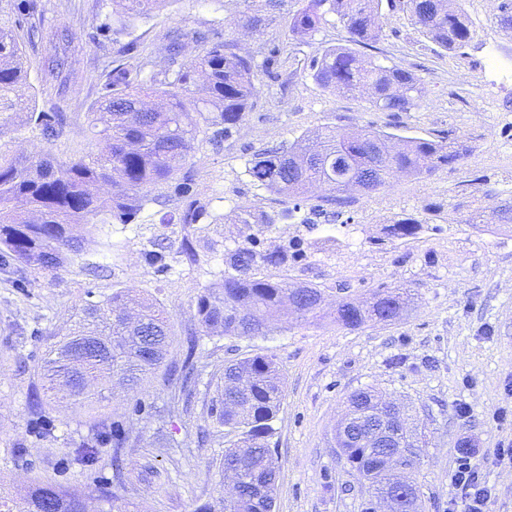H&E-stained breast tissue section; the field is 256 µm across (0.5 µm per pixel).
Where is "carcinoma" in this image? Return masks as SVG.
<instances>
[{"mask_svg": "<svg viewBox=\"0 0 512 512\" xmlns=\"http://www.w3.org/2000/svg\"><path fill=\"white\" fill-rule=\"evenodd\" d=\"M18 24L35 28V0H8ZM169 0H112V15L97 26L113 44L112 68L102 74L103 94L91 115L94 138L104 141V152H78L65 159L51 152L20 158L0 149V272L22 288L33 273L55 276L71 263L84 245V232L96 224H132L145 206L155 201V190L169 185L180 204L168 224L195 227L229 221L242 225L246 237L270 228L277 215L240 207L227 217L216 216L198 198L196 171L187 159L202 134L214 147L233 137L259 93L258 74L279 81L292 58L288 44L269 42L261 61L241 52L229 34L196 37L201 52L187 62L182 55V34L168 36V64L157 66L134 42L120 43L129 23L147 16ZM244 27L258 32L273 20L285 0H241ZM411 24L439 48L459 51L473 38V23L463 0H393ZM349 34V44L327 46L310 58L311 77L324 89L361 95L371 107L406 112L423 93L421 80L411 71L384 60L364 58L355 46L366 47L385 36L383 0H295L289 37L301 43L312 38L330 17ZM495 21L505 36H512V0H498ZM28 69L13 31L0 25V112H22L19 130L53 144L67 135L70 117L64 112L28 107L23 92ZM447 143L404 136L372 126L358 130L324 127L305 133L291 143L253 155L247 172L258 186L299 210L314 185L327 187L317 205L327 224L355 221L353 194L368 196L399 176L422 179L436 169L455 165L465 157L456 145L453 129ZM486 197L475 198L467 224L485 223ZM424 229L419 222L393 224L392 238H407ZM181 261L199 262L193 238H182ZM303 256L300 249L271 251L254 244L224 249V275L219 286L205 288L197 297L198 327L187 333L181 366L166 382L186 396L192 395L193 358L200 336L252 338L263 336L271 321L288 314V300L296 318L311 323L320 317L328 289L293 282L286 277L258 274L261 267L282 268ZM336 325L359 329L368 324L399 321L411 301L405 288H380L360 303L351 288L340 284ZM172 346L166 310L151 298L126 288L112 289L103 302L89 304L69 331L49 346L42 370L50 386L81 406L105 399L112 378L136 386L166 362ZM284 399V376L273 354L246 356L224 365L211 400V415L224 426V473L236 478L224 512H273L279 461L270 448L272 422ZM29 432L39 440L54 436V420L42 402L30 405ZM346 415V436L337 438L341 456L366 485L369 500L362 512L390 495L398 474L390 464L396 447L408 448L404 466L418 469L424 445L406 432L408 408L386 400L374 389L354 392ZM386 415L388 447L372 448L363 431L373 418ZM130 436L119 420L101 418L90 432L72 441L65 454V469L100 472L98 497L123 512L122 501L132 483L131 472L120 465ZM112 469V475L104 474ZM0 512H87L84 496L58 484H32L16 498L0 493Z\"/></svg>", "mask_w": 512, "mask_h": 512, "instance_id": "cac0c4a2", "label": "carcinoma"}]
</instances>
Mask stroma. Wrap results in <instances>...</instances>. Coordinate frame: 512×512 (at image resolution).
Wrapping results in <instances>:
<instances>
[{"label":"stroma","instance_id":"stroma-1","mask_svg":"<svg viewBox=\"0 0 512 512\" xmlns=\"http://www.w3.org/2000/svg\"><path fill=\"white\" fill-rule=\"evenodd\" d=\"M475 34L460 53L436 50L405 13L384 8L390 36L370 53L414 71L424 95L406 112H383L359 95L331 93L305 69L288 83L261 80V93L238 133L214 149L200 141L190 156L198 171L195 189L214 214L252 206L284 210L280 197L253 184L246 162L254 154L325 126L340 129L373 125L425 138L455 128L467 147L465 159L417 180L399 177L388 188L363 197L352 232L355 246L331 256L317 244L336 227L312 211L324 190L309 189L306 205L258 234L260 248L292 242L306 245L305 258L286 269L298 282L326 287V310L336 307V284H350L358 297L374 289H411L413 303L392 325L343 329L331 322L305 326L284 320L254 338L203 336L194 357L196 394L191 403L171 395L162 376L135 391L113 382L111 398L94 408L61 400L48 406L55 436L36 441L28 434L29 401L42 390L38 369L54 337L66 334L87 301L99 302L113 286L128 288L164 306L173 336L171 360L182 357L183 340L196 320L195 303L206 286L219 281L224 249L239 239L235 224H208L196 238L200 262L180 264L176 251L181 225L162 223L177 202L149 204L136 223L110 224L88 236L86 250L57 277L38 276L24 288L0 274V483L15 492L35 480L88 493L90 512H105L92 499L97 473H68L62 459L72 439L100 418L121 420L131 437L129 468L145 472L126 500L131 512H221L229 490L221 469L224 440L209 406L225 362L256 354L276 355L284 374L285 396L274 423L280 474L275 512H361L368 493L339 458L336 427L349 396L372 388L412 409L409 427L424 433L426 453L415 478L430 506L449 512L459 492L450 476L468 454L494 496L490 512H512V462L496 450L512 445V225L484 233L466 224L468 203L479 190L494 201H512V78L488 69L489 42L512 54V37L495 23L497 0H465ZM41 34L19 31L28 65L26 97L38 109L59 108L70 116L68 138L48 145L36 135L17 134L16 113L0 112V143L14 153L37 156L54 151L66 157L89 139L87 112L100 97L98 75L105 59L93 39L98 19L112 0H36ZM291 0L263 32L239 27L241 0H169L167 7L136 19L122 36L136 41L163 62L166 35L184 33V59L199 52L197 34L230 31L244 51L260 54L264 44L288 38ZM66 56L69 68L53 76L43 57ZM440 209L436 230L401 242L388 240V226L405 219L425 222ZM159 241L167 266H148L142 252ZM97 265V276L83 272ZM26 445L25 456L16 448Z\"/></svg>","mask_w":512,"mask_h":512}]
</instances>
